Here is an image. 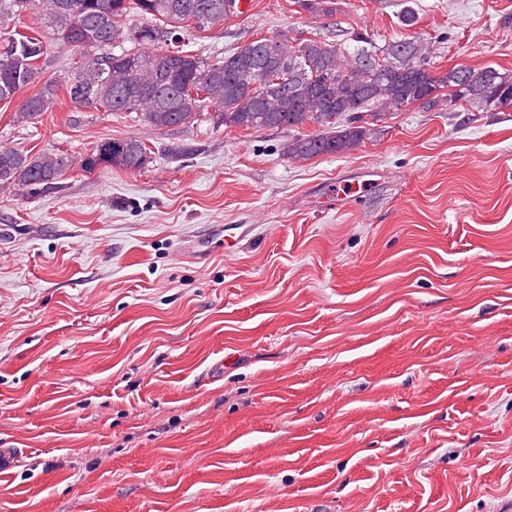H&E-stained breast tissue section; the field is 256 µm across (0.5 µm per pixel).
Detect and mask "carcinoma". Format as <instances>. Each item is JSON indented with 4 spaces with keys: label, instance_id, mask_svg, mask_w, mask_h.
<instances>
[{
    "label": "carcinoma",
    "instance_id": "carcinoma-1",
    "mask_svg": "<svg viewBox=\"0 0 512 512\" xmlns=\"http://www.w3.org/2000/svg\"><path fill=\"white\" fill-rule=\"evenodd\" d=\"M232 0H0V102L17 101L13 122L33 124L64 97L73 112H134L154 127H179L209 121L217 127L288 128L297 135L288 147L293 158L344 156L367 136L360 113L393 112L444 102L448 111L466 105L478 112L512 106V74L487 66L455 64L430 70L426 47L399 41L377 53L363 44L349 58L338 40L261 38L211 63L179 46L181 36L224 20ZM315 15L332 13V0H297ZM37 14L46 20L50 40L68 47L80 60L57 77L41 81L46 41L5 31V20ZM112 52L98 56L99 45ZM39 90L21 98L37 82ZM310 125L316 130L298 133ZM151 159L135 137L108 139L92 152L30 154L0 145V191L29 195L57 189L69 169L136 171Z\"/></svg>",
    "mask_w": 512,
    "mask_h": 512
}]
</instances>
